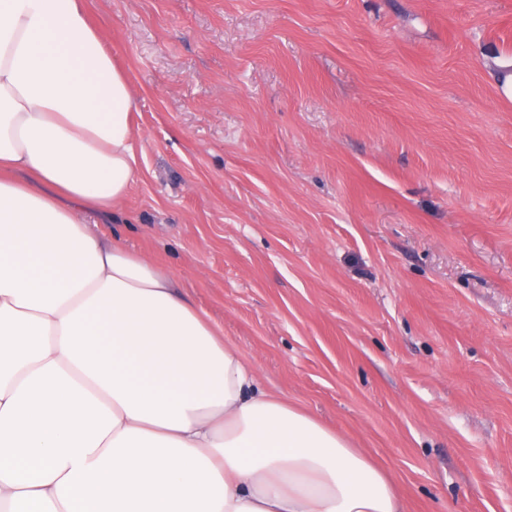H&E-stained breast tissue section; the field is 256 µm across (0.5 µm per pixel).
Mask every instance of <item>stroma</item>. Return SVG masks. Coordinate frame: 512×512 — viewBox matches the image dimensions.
<instances>
[{
    "label": "stroma",
    "mask_w": 512,
    "mask_h": 512,
    "mask_svg": "<svg viewBox=\"0 0 512 512\" xmlns=\"http://www.w3.org/2000/svg\"><path fill=\"white\" fill-rule=\"evenodd\" d=\"M139 177L103 225L404 512H512V0H86Z\"/></svg>",
    "instance_id": "stroma-1"
}]
</instances>
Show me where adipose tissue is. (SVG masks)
I'll use <instances>...</instances> for the list:
<instances>
[{
    "label": "adipose tissue",
    "mask_w": 512,
    "mask_h": 512,
    "mask_svg": "<svg viewBox=\"0 0 512 512\" xmlns=\"http://www.w3.org/2000/svg\"><path fill=\"white\" fill-rule=\"evenodd\" d=\"M85 0H0V512H403L175 274L89 224L138 179Z\"/></svg>",
    "instance_id": "adipose-tissue-1"
}]
</instances>
